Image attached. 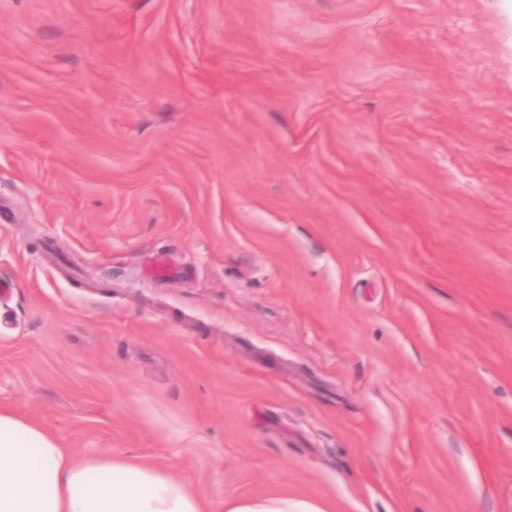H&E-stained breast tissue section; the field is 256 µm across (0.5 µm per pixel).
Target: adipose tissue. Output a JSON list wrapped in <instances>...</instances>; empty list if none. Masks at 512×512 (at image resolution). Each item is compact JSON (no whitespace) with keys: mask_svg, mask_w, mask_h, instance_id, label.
Returning a JSON list of instances; mask_svg holds the SVG:
<instances>
[{"mask_svg":"<svg viewBox=\"0 0 512 512\" xmlns=\"http://www.w3.org/2000/svg\"><path fill=\"white\" fill-rule=\"evenodd\" d=\"M0 512H207L164 467L76 459L36 423L0 411Z\"/></svg>","mask_w":512,"mask_h":512,"instance_id":"adipose-tissue-1","label":"adipose tissue"}]
</instances>
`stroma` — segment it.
<instances>
[{"instance_id": "stroma-1", "label": "stroma", "mask_w": 512, "mask_h": 512, "mask_svg": "<svg viewBox=\"0 0 512 512\" xmlns=\"http://www.w3.org/2000/svg\"><path fill=\"white\" fill-rule=\"evenodd\" d=\"M0 409L210 512H512V0H0Z\"/></svg>"}]
</instances>
